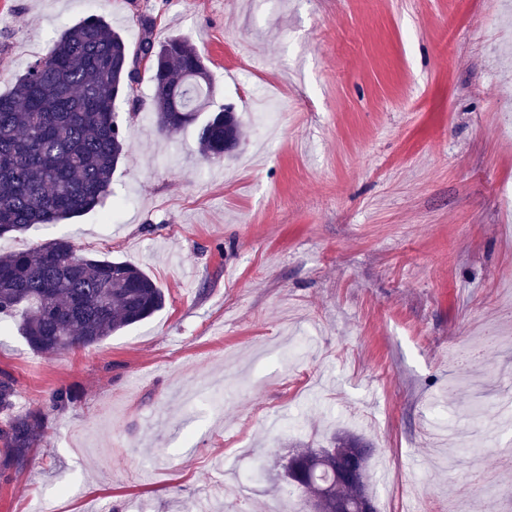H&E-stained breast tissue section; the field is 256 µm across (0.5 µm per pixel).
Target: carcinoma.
<instances>
[{
  "instance_id": "obj_1",
  "label": "carcinoma",
  "mask_w": 512,
  "mask_h": 512,
  "mask_svg": "<svg viewBox=\"0 0 512 512\" xmlns=\"http://www.w3.org/2000/svg\"><path fill=\"white\" fill-rule=\"evenodd\" d=\"M139 39L129 48L118 32L95 15L65 28L48 52L29 62L13 89L0 94V236L37 224H57L104 205L112 174L129 152L115 102L124 92L135 100L141 72L150 74L157 123L176 135L209 107L210 73L190 40L153 36L154 19H139ZM201 155L232 158L241 145L237 112L226 105L210 113L197 134ZM165 303L163 289L138 266L119 259L77 253L67 237L0 255V316H19L29 347L53 354L96 345L140 323ZM12 378L0 376V479L29 461L44 437L40 409L15 411ZM362 441L343 432L331 448L294 453L307 479L296 485L312 512H333L336 500L353 502L366 480L336 478L326 464L337 448Z\"/></svg>"
}]
</instances>
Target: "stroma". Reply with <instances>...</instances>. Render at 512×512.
Returning a JSON list of instances; mask_svg holds the SVG:
<instances>
[{"label":"stroma","mask_w":512,"mask_h":512,"mask_svg":"<svg viewBox=\"0 0 512 512\" xmlns=\"http://www.w3.org/2000/svg\"><path fill=\"white\" fill-rule=\"evenodd\" d=\"M89 15L190 39L242 145L209 164L195 126L161 133L142 77L116 103L119 219L0 237L5 254L70 236L165 293L57 355L0 325V373L48 416L0 512H307L288 457L342 429L370 450L377 512H500L512 460L482 470L434 433L449 413L483 445L468 407L512 400V0H0V93Z\"/></svg>","instance_id":"35a3bbf8"}]
</instances>
